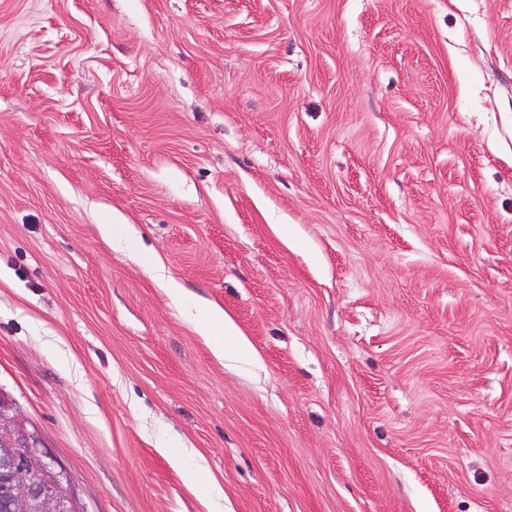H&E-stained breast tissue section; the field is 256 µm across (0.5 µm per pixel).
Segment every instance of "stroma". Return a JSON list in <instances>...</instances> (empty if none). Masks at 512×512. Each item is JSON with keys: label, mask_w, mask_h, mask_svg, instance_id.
<instances>
[{"label": "stroma", "mask_w": 512, "mask_h": 512, "mask_svg": "<svg viewBox=\"0 0 512 512\" xmlns=\"http://www.w3.org/2000/svg\"><path fill=\"white\" fill-rule=\"evenodd\" d=\"M0 390L84 512H512V0H0ZM100 230L104 238L112 245L133 243L139 237L138 231L132 224H103ZM152 271L172 305L180 309L187 318L209 333L213 327L219 328L220 336L213 337L212 342V350L216 356L224 359L226 355L244 354L257 359V351L223 308L215 304L188 305L185 300L184 288L173 278L164 275V267L160 262L153 265ZM226 340L229 342L228 346H224Z\"/></svg>", "instance_id": "stroma-1"}]
</instances>
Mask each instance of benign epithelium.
<instances>
[{
	"instance_id": "obj_1",
	"label": "benign epithelium",
	"mask_w": 512,
	"mask_h": 512,
	"mask_svg": "<svg viewBox=\"0 0 512 512\" xmlns=\"http://www.w3.org/2000/svg\"><path fill=\"white\" fill-rule=\"evenodd\" d=\"M70 480L56 468L39 431L0 391V508L79 512Z\"/></svg>"
}]
</instances>
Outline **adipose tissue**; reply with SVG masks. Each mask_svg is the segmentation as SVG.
Here are the masks:
<instances>
[{
    "label": "adipose tissue",
    "instance_id": "1",
    "mask_svg": "<svg viewBox=\"0 0 512 512\" xmlns=\"http://www.w3.org/2000/svg\"><path fill=\"white\" fill-rule=\"evenodd\" d=\"M152 270L172 305L180 309L187 318L207 331L219 328L220 334L212 342V350L216 356H255L254 347L223 308L215 304H187L183 287L173 278L165 276L162 264H154Z\"/></svg>",
    "mask_w": 512,
    "mask_h": 512
}]
</instances>
